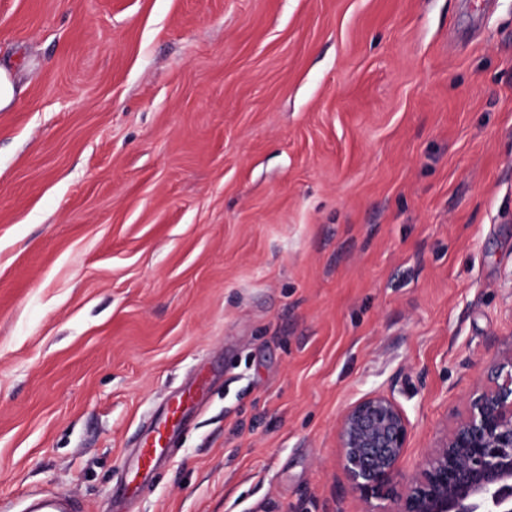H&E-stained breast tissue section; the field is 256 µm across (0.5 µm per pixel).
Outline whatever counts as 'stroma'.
I'll list each match as a JSON object with an SVG mask.
<instances>
[{
  "label": "stroma",
  "mask_w": 512,
  "mask_h": 512,
  "mask_svg": "<svg viewBox=\"0 0 512 512\" xmlns=\"http://www.w3.org/2000/svg\"><path fill=\"white\" fill-rule=\"evenodd\" d=\"M0 505L366 512L338 422L403 474L512 342V0H0ZM183 400L180 397L176 404L169 406L162 419L156 423L152 430V437L146 440L143 447L139 449L136 459V471L141 472L143 476L148 477L158 466L167 445L169 436V426L175 430L178 425V415L181 411ZM20 502L26 503L21 512H80L75 497L65 491L41 492L24 497Z\"/></svg>",
  "instance_id": "stroma-1"
}]
</instances>
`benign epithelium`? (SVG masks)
<instances>
[{"mask_svg": "<svg viewBox=\"0 0 512 512\" xmlns=\"http://www.w3.org/2000/svg\"><path fill=\"white\" fill-rule=\"evenodd\" d=\"M410 423L391 397L370 393L338 424L340 462L370 512H512V346L416 470L399 478Z\"/></svg>", "mask_w": 512, "mask_h": 512, "instance_id": "benign-epithelium-1", "label": "benign epithelium"}]
</instances>
